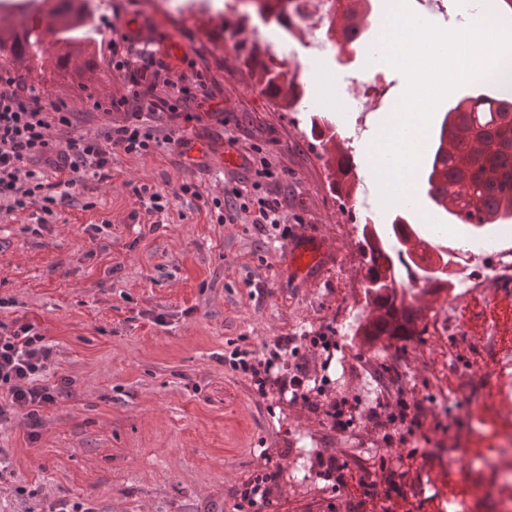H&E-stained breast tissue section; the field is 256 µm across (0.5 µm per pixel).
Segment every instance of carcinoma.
Returning a JSON list of instances; mask_svg holds the SVG:
<instances>
[{
  "instance_id": "carcinoma-1",
  "label": "carcinoma",
  "mask_w": 512,
  "mask_h": 512,
  "mask_svg": "<svg viewBox=\"0 0 512 512\" xmlns=\"http://www.w3.org/2000/svg\"><path fill=\"white\" fill-rule=\"evenodd\" d=\"M353 2L346 0L341 10L339 29L343 32L360 30L363 10ZM79 10L80 0H69L67 8L32 16L22 28L13 29V44L19 45L20 53L10 52L11 63L33 68L49 26ZM243 63L271 102L296 107L300 93L294 82L273 71L255 49L248 51ZM491 89L489 94L464 98L445 112L431 133L430 151L424 161L427 197L459 224L481 226L512 220V77L503 76ZM308 128L312 139L330 154L327 167L334 176L332 188L337 197L350 200L356 162L345 153L336 132L327 124H318L317 116L310 117ZM415 233L402 213L389 224L362 225L366 301L374 313L363 326L365 336L421 335L417 330L421 309L406 304L397 276V262L402 254L409 253L407 244ZM419 258L421 270L427 271L426 278L435 283V289L448 287L445 268L434 267L424 250Z\"/></svg>"
}]
</instances>
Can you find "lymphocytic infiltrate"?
Segmentation results:
<instances>
[{
    "instance_id": "1",
    "label": "lymphocytic infiltrate",
    "mask_w": 512,
    "mask_h": 512,
    "mask_svg": "<svg viewBox=\"0 0 512 512\" xmlns=\"http://www.w3.org/2000/svg\"><path fill=\"white\" fill-rule=\"evenodd\" d=\"M135 43V38L125 33L108 43L112 67L131 69L130 87L127 95L95 102L93 109L106 115L122 110L126 117L122 123L104 125L93 134L78 133L77 117L64 99L41 101L27 82L0 76V212L11 214L33 206L37 225L46 227L54 223L60 206L70 201L68 194L60 193V186L73 185L87 174L107 179L115 149L146 155L164 142L185 146V138L158 137L143 116L174 112L181 103L210 98L209 78L191 60L187 72L167 80L166 96L155 95L161 67L149 57L139 67H131L127 55ZM61 133L68 136L62 145L57 142ZM335 345V337L324 334L285 336L265 345L263 351H240L232 367L249 376L257 392H264L268 384L277 385L289 402L324 417L336 432H348L359 419H382L394 425L395 433L383 437L384 448L375 467L388 476H397L399 470L413 467L421 455L410 442L418 435L425 400L415 390L400 387L387 392L378 407L368 410L361 409L354 397L313 398L309 361ZM53 355V346L33 323L0 325V423L24 414L33 439L42 425L41 409L57 404L70 386L65 377L49 380ZM311 473L334 481L335 491L349 500L367 495L370 487V468L351 466L339 448L317 452Z\"/></svg>"
}]
</instances>
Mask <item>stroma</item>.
I'll use <instances>...</instances> for the list:
<instances>
[{
	"label": "stroma",
	"instance_id": "1",
	"mask_svg": "<svg viewBox=\"0 0 512 512\" xmlns=\"http://www.w3.org/2000/svg\"><path fill=\"white\" fill-rule=\"evenodd\" d=\"M122 12L118 30L101 28L87 53L94 72H63L55 65L23 72L42 99L64 98L87 113L82 128L96 131L124 113L93 112L95 100L124 93L127 82L112 70L104 41L114 32L138 29V49L154 53L175 70L182 57L196 60L214 81L213 100L178 109L176 116L148 117L160 133L186 137L188 153L163 145L148 155L115 151L111 177L85 178L68 189L72 200L55 223L32 233L29 212L0 216V323L29 320L56 351V375L71 379L59 405L44 409L38 438L22 420L0 425V448L14 476L0 482V512H49L65 497L90 501L97 512H237L232 492L259 475L264 457H294L300 445L327 447L328 426L277 388L258 395L249 379L228 361L239 350H262L279 336H315L336 329L339 342L328 368L329 396H358L370 374L355 369V355L386 360L388 342L347 335L351 311L369 318L366 266L355 227L362 215L341 203L330 187L322 149L305 133L304 115H331L348 123L367 85L400 96L402 75L382 56L385 0L365 18L366 42L326 59H301V77L318 68L340 74L342 108L323 104L306 90L301 109L275 108L242 63V38L226 37L218 16L226 0H212L211 16L154 12L144 0H111ZM248 157L273 176L255 189L256 175L226 157ZM196 194L182 192L183 184ZM161 192L168 203L146 212L141 188ZM238 189L242 200L265 193L281 204L278 225L258 227L248 212L221 221L217 199ZM317 242L322 259L308 276L295 274L289 247L298 239ZM450 290L415 298L423 313V335L405 341L400 367L407 384L436 402L423 417L433 442L447 455L417 461L430 494H417L420 512H441L452 499L465 512H491L474 488L493 483L477 455L492 456L498 436L512 427L503 418L491 384L476 373L492 357L486 336L512 348V305L484 296L459 302L464 341L452 345L436 325ZM465 351L471 368L461 370L458 389L438 394L436 370ZM473 407L449 434L434 428L445 408ZM468 460L466 469L449 457ZM263 512H346L328 482L281 477L270 487Z\"/></svg>",
	"mask_w": 512,
	"mask_h": 512
}]
</instances>
